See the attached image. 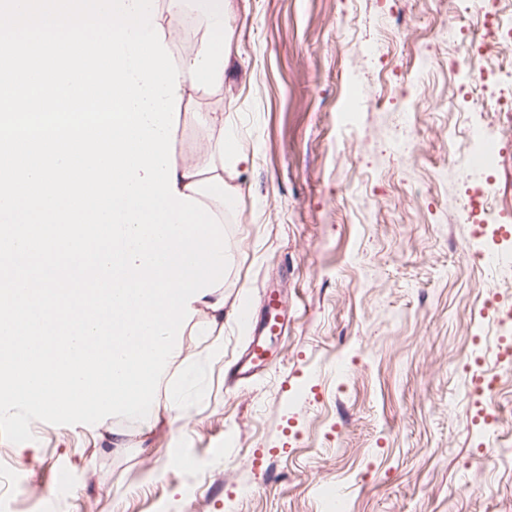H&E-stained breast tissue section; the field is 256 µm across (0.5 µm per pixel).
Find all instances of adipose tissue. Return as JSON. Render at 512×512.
<instances>
[{"instance_id":"ef3b65f1","label":"adipose tissue","mask_w":512,"mask_h":512,"mask_svg":"<svg viewBox=\"0 0 512 512\" xmlns=\"http://www.w3.org/2000/svg\"><path fill=\"white\" fill-rule=\"evenodd\" d=\"M194 17L201 31L198 50L179 60L180 94L191 99L205 87L220 86L230 58L224 37L232 17L230 0H169L166 22L171 32H178L186 17ZM209 151L205 160H185L176 166V189L223 214L232 205L237 189L224 178L225 163H239L241 155L224 151V117L210 118Z\"/></svg>"}]
</instances>
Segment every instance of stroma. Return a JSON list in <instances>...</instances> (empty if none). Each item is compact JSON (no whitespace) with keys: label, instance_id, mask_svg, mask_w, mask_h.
Wrapping results in <instances>:
<instances>
[{"label":"stroma","instance_id":"35a3bbf8","mask_svg":"<svg viewBox=\"0 0 512 512\" xmlns=\"http://www.w3.org/2000/svg\"><path fill=\"white\" fill-rule=\"evenodd\" d=\"M231 74L197 92L173 132L204 159L224 116L244 162L224 211L231 263L224 332L182 336L141 421L31 424L0 438V502L45 512H512V372L497 361L512 320L483 315L512 287L470 261L481 242L448 215L464 160L450 141L497 68L473 60L483 17L454 0H232ZM460 22L464 40L439 32ZM512 225V147L488 173ZM279 288L292 320L276 366L225 381L249 332L235 309ZM500 376L476 424L472 368ZM123 432L125 447L112 444Z\"/></svg>","mask_w":512,"mask_h":512}]
</instances>
